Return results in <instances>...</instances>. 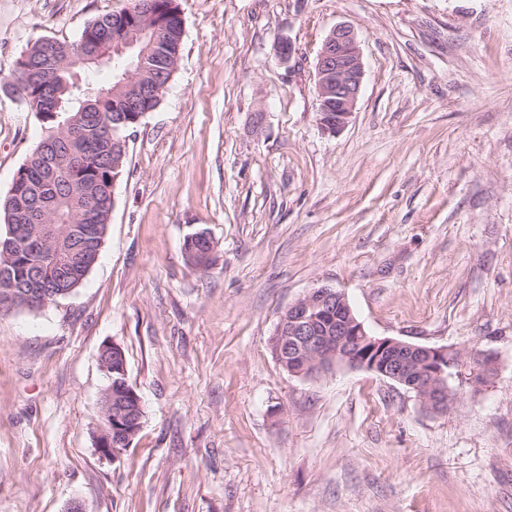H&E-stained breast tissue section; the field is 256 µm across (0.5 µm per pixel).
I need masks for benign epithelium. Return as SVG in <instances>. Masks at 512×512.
Returning a JSON list of instances; mask_svg holds the SVG:
<instances>
[{
    "label": "benign epithelium",
    "instance_id": "benign-epithelium-1",
    "mask_svg": "<svg viewBox=\"0 0 512 512\" xmlns=\"http://www.w3.org/2000/svg\"><path fill=\"white\" fill-rule=\"evenodd\" d=\"M159 36V28L123 25L113 27L112 49L131 58L142 57L141 43L146 35ZM107 56L99 40L85 43L80 64L103 65ZM365 76L362 52L352 27L336 25L328 34L317 57V114L321 130L334 135L351 121ZM279 346L288 347V374L313 378L337 367H349L388 379L415 393L422 407L431 413L448 412L453 393L448 385L455 359L448 350L419 345L403 340L368 334L355 316L344 293L329 287L315 288L291 303L276 326ZM100 354L111 360L100 362L104 378L112 379L113 370L127 375L126 363L117 366L113 360L123 358L122 349L105 344ZM474 365L473 384L483 386L497 372L495 357L486 352L470 354ZM131 403L120 409L116 424L96 436L95 448L101 456L116 459L140 421L142 402L136 392Z\"/></svg>",
    "mask_w": 512,
    "mask_h": 512
}]
</instances>
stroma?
Listing matches in <instances>:
<instances>
[{
	"mask_svg": "<svg viewBox=\"0 0 512 512\" xmlns=\"http://www.w3.org/2000/svg\"><path fill=\"white\" fill-rule=\"evenodd\" d=\"M128 2L0 0V78ZM178 3L181 57L128 132L97 264L0 315V512H512V0ZM341 22L365 77L331 136L315 65ZM43 135L0 89V198ZM323 286L371 335L448 350L447 413L362 370L282 369L279 316ZM106 343L145 411L113 461ZM473 350L497 358L479 388ZM114 351L116 352V355H113ZM122 351L123 350L115 344H104L100 349L99 360H100L101 371L104 375V378L108 379L110 382H112V373H113L112 365H113L114 359L121 360V358H122V363L117 365L115 370H118L120 372V374L124 375L125 377L127 376L126 363L123 359L125 356V353H124V351L123 352ZM123 353H124V355H123ZM103 354H106L105 356L111 355L109 361L104 362L101 360V356ZM125 359H126V356H125Z\"/></svg>",
	"mask_w": 512,
	"mask_h": 512,
	"instance_id": "1",
	"label": "stroma"
}]
</instances>
